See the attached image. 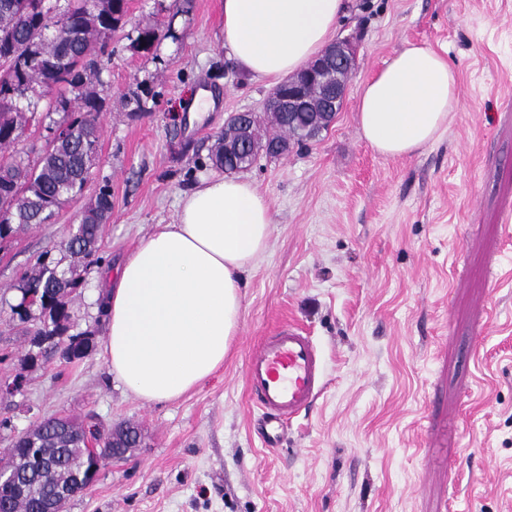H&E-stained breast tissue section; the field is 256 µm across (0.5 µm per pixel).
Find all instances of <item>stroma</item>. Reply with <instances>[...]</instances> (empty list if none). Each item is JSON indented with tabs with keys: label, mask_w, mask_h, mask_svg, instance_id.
<instances>
[{
	"label": "stroma",
	"mask_w": 512,
	"mask_h": 512,
	"mask_svg": "<svg viewBox=\"0 0 512 512\" xmlns=\"http://www.w3.org/2000/svg\"><path fill=\"white\" fill-rule=\"evenodd\" d=\"M221 25L222 0H129L99 53L82 193L0 245V380L20 383L0 392V449L50 416L137 425L139 447L65 512H512V0H348L336 35L356 37L358 67L335 121L245 173L274 224L223 367L166 403L110 373L101 272L175 220L228 115L263 114L271 92L230 58ZM409 41L458 69L459 107L432 144L387 158L360 135L359 91ZM105 185L112 215L69 329L93 349L28 364L40 314L13 315L18 287L42 254L62 258ZM288 321L317 346L323 386L268 448L244 364Z\"/></svg>",
	"instance_id": "1"
}]
</instances>
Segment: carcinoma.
<instances>
[{"label": "carcinoma", "instance_id": "1", "mask_svg": "<svg viewBox=\"0 0 512 512\" xmlns=\"http://www.w3.org/2000/svg\"><path fill=\"white\" fill-rule=\"evenodd\" d=\"M123 13L122 5L113 0H107L96 16L89 15V0H0V148H15L10 159L0 161V229L11 233L42 223L86 184L100 139L93 113L103 108V99L91 88L100 73L96 47L110 37ZM63 17L59 36H43L42 22ZM48 82L61 89L54 103L24 94V89ZM271 112L279 131L290 140L311 130L306 112ZM38 122L48 123L50 129L69 125L73 140L45 150L32 163L17 145L26 127ZM210 159L227 173L239 170L224 156L222 135ZM111 212L112 195L104 186L65 244L69 265L40 259L38 268L23 279L22 288L50 312L65 316L71 311L79 268L98 253ZM90 437L103 443L98 456L114 457L112 433H102L95 424L85 428L63 418L40 422L32 438L4 451L6 469L16 484L0 485V504H7L9 512H43L58 490L82 491L92 465Z\"/></svg>", "mask_w": 512, "mask_h": 512}]
</instances>
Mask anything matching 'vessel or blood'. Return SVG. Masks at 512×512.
<instances>
[{
	"label": "vessel or blood",
	"mask_w": 512,
	"mask_h": 512,
	"mask_svg": "<svg viewBox=\"0 0 512 512\" xmlns=\"http://www.w3.org/2000/svg\"><path fill=\"white\" fill-rule=\"evenodd\" d=\"M245 377L250 400L264 413L263 441L271 446L318 395L320 357L310 336L285 323L249 353Z\"/></svg>",
	"instance_id": "b4317fda"
}]
</instances>
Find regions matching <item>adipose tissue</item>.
<instances>
[{"instance_id":"obj_1","label":"adipose tissue","mask_w":512,"mask_h":512,"mask_svg":"<svg viewBox=\"0 0 512 512\" xmlns=\"http://www.w3.org/2000/svg\"><path fill=\"white\" fill-rule=\"evenodd\" d=\"M345 8V0H224V41L242 70L275 82L321 52ZM458 84L438 52L406 43L361 87L363 139L385 157L414 154L447 128ZM273 222L254 182L203 175L181 195L173 223L104 273L103 354L135 397L178 399L223 366L243 320V277L265 253Z\"/></svg>"}]
</instances>
